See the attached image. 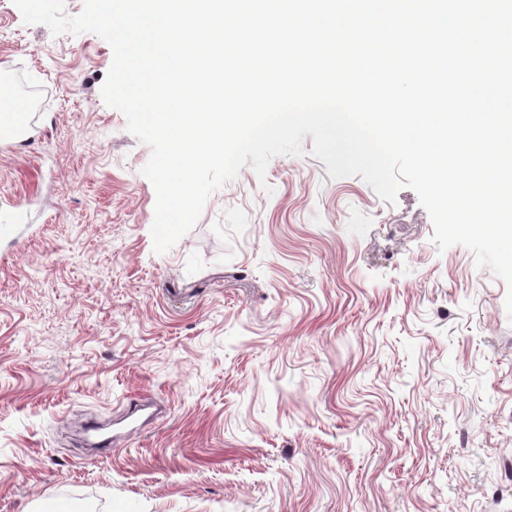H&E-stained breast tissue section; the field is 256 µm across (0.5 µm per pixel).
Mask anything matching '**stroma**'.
Listing matches in <instances>:
<instances>
[{"label":"stroma","instance_id":"stroma-1","mask_svg":"<svg viewBox=\"0 0 512 512\" xmlns=\"http://www.w3.org/2000/svg\"><path fill=\"white\" fill-rule=\"evenodd\" d=\"M112 60L0 0V512H512L504 281L309 139L156 253ZM134 400L161 412L75 441Z\"/></svg>","mask_w":512,"mask_h":512}]
</instances>
